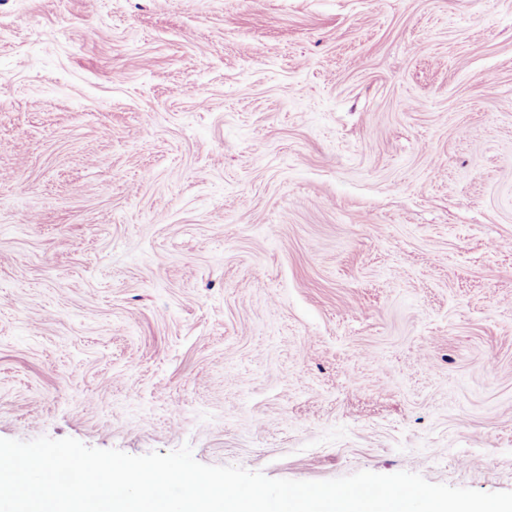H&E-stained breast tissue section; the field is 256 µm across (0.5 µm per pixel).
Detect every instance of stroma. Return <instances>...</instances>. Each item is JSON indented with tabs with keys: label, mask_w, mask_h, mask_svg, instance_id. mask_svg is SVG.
<instances>
[{
	"label": "stroma",
	"mask_w": 512,
	"mask_h": 512,
	"mask_svg": "<svg viewBox=\"0 0 512 512\" xmlns=\"http://www.w3.org/2000/svg\"><path fill=\"white\" fill-rule=\"evenodd\" d=\"M512 491V0H0V438Z\"/></svg>",
	"instance_id": "stroma-1"
}]
</instances>
